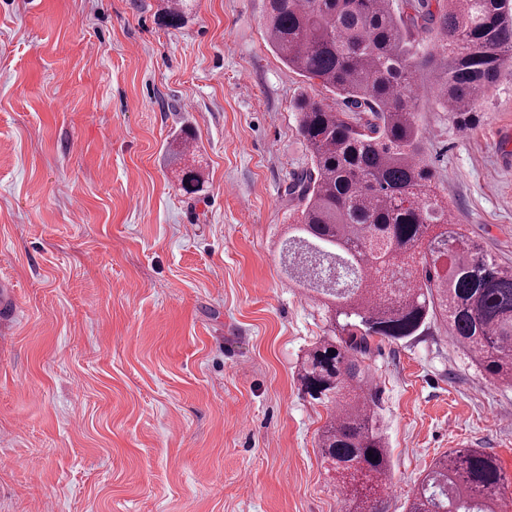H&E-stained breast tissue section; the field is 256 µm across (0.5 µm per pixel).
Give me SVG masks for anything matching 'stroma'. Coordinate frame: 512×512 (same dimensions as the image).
Instances as JSON below:
<instances>
[{"label": "stroma", "mask_w": 512, "mask_h": 512, "mask_svg": "<svg viewBox=\"0 0 512 512\" xmlns=\"http://www.w3.org/2000/svg\"><path fill=\"white\" fill-rule=\"evenodd\" d=\"M264 3L195 0L174 30L164 0H0V512H347L297 379L329 314L280 257L294 103L342 100L268 45ZM417 113L454 221L512 262V63L469 128ZM364 363L384 512L451 448L497 459L512 512V387L438 327Z\"/></svg>", "instance_id": "obj_1"}]
</instances>
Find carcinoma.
<instances>
[{
	"instance_id": "1",
	"label": "carcinoma",
	"mask_w": 512,
	"mask_h": 512,
	"mask_svg": "<svg viewBox=\"0 0 512 512\" xmlns=\"http://www.w3.org/2000/svg\"><path fill=\"white\" fill-rule=\"evenodd\" d=\"M189 0L162 22L182 27ZM264 27L289 68L342 97L299 99L311 167L288 187L285 271L320 295L333 335L306 354L303 391L330 410L318 447L351 512H382L390 456L363 357L375 337L401 341L441 324L493 379L512 385V265L452 222L425 159L416 105L423 75L457 124L512 60V0H269ZM505 476L480 448H453L419 482L406 512H499Z\"/></svg>"
}]
</instances>
